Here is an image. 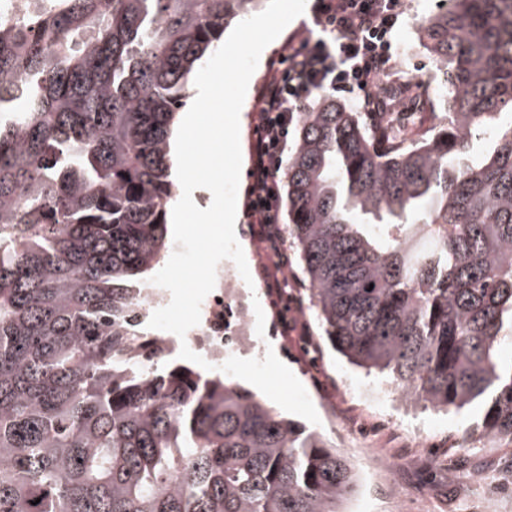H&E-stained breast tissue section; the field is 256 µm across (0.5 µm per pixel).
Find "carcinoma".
<instances>
[{"mask_svg": "<svg viewBox=\"0 0 512 512\" xmlns=\"http://www.w3.org/2000/svg\"><path fill=\"white\" fill-rule=\"evenodd\" d=\"M261 5L31 0L0 22V512H338L352 488L321 434L136 321L176 115ZM424 39L453 95L421 139L384 147L331 99L297 113L288 238L332 350L406 403L485 402L458 447L512 445V0H450Z\"/></svg>", "mask_w": 512, "mask_h": 512, "instance_id": "1", "label": "carcinoma"}]
</instances>
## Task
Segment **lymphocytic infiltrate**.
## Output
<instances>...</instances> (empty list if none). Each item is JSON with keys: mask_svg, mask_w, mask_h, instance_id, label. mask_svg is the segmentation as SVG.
I'll list each match as a JSON object with an SVG mask.
<instances>
[{"mask_svg": "<svg viewBox=\"0 0 512 512\" xmlns=\"http://www.w3.org/2000/svg\"><path fill=\"white\" fill-rule=\"evenodd\" d=\"M404 13L405 0H321L315 19L323 37L289 49L283 67L265 85L259 99L249 206L266 250L278 264H285L287 257L277 229L282 216L276 176L296 113L325 91L360 96L367 111H385L376 87L396 64L394 35Z\"/></svg>", "mask_w": 512, "mask_h": 512, "instance_id": "f902f5d3", "label": "lymphocytic infiltrate"}]
</instances>
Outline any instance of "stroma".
I'll return each mask as SVG.
<instances>
[{
    "mask_svg": "<svg viewBox=\"0 0 512 512\" xmlns=\"http://www.w3.org/2000/svg\"><path fill=\"white\" fill-rule=\"evenodd\" d=\"M407 12L396 31L398 62L387 83L409 79L416 73L432 72L436 64L420 43V19L435 12V0H406ZM240 237L246 243L250 273L264 271L267 281L276 274L267 270V260L259 241V225L249 218L247 192L237 196ZM289 258L288 318L297 327L278 334L273 345L278 355L306 388L311 400L341 395L337 419L347 429H360L380 439L392 461L393 486L413 496L416 512H472L483 495L484 478L500 479L498 496L501 512H512V446L501 448H455L451 442L461 424L479 420L484 405L475 404L460 413L425 410L406 405L395 397L389 385L351 368L322 339V331L308 309L307 281L301 277L298 256L290 241H283ZM424 429L434 445L411 451L409 432ZM416 462H408L410 453Z\"/></svg>",
    "mask_w": 512,
    "mask_h": 512,
    "instance_id": "stroma-1",
    "label": "stroma"
}]
</instances>
